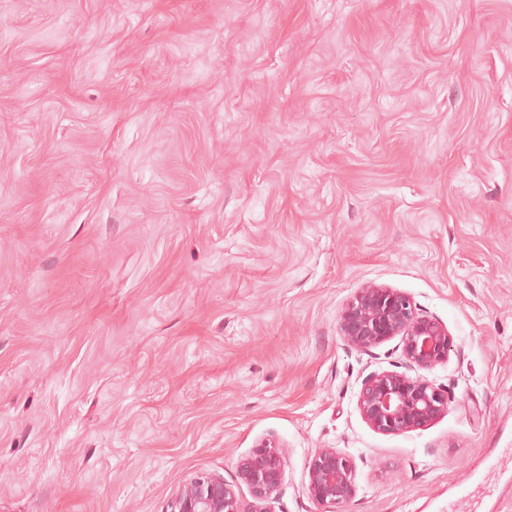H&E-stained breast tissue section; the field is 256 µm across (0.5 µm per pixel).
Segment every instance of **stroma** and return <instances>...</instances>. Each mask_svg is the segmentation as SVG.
<instances>
[{
    "instance_id": "1",
    "label": "stroma",
    "mask_w": 512,
    "mask_h": 512,
    "mask_svg": "<svg viewBox=\"0 0 512 512\" xmlns=\"http://www.w3.org/2000/svg\"><path fill=\"white\" fill-rule=\"evenodd\" d=\"M453 339L448 410L357 408L398 339ZM286 457L273 512H512V0H0V512H170ZM339 331L346 345L367 352L399 336L405 368L416 372H373L365 378L357 406L373 430L403 434L448 410V392L419 371L446 363L452 338L443 323L420 315L409 296L379 285L359 288L340 310ZM305 489L316 512H341L359 490L354 463L336 448L318 450L309 459Z\"/></svg>"
}]
</instances>
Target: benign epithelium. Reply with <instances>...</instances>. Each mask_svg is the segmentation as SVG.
<instances>
[{
	"mask_svg": "<svg viewBox=\"0 0 512 512\" xmlns=\"http://www.w3.org/2000/svg\"><path fill=\"white\" fill-rule=\"evenodd\" d=\"M342 340L351 348L371 351L400 337L406 371L369 374L357 406L365 422L383 434H403L423 427L448 410V391L422 375L448 361L452 338L436 319L419 314L406 294L379 285L358 289L339 313ZM416 375L411 376L409 372ZM239 482L250 493L246 502L216 474L186 479L173 493L171 512H270L284 481L281 448L265 443L237 463ZM306 492L317 512H342L359 486L352 460L334 448L318 450L306 471Z\"/></svg>",
	"mask_w": 512,
	"mask_h": 512,
	"instance_id": "obj_1",
	"label": "benign epithelium"
}]
</instances>
